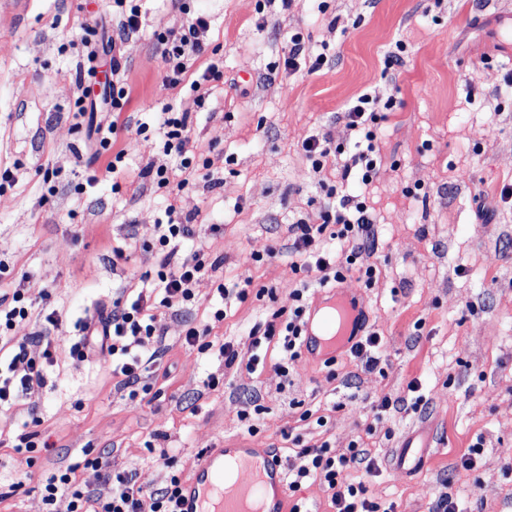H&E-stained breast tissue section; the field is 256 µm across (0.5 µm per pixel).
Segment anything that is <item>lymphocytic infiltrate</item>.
I'll return each instance as SVG.
<instances>
[{"label":"lymphocytic infiltrate","mask_w":512,"mask_h":512,"mask_svg":"<svg viewBox=\"0 0 512 512\" xmlns=\"http://www.w3.org/2000/svg\"><path fill=\"white\" fill-rule=\"evenodd\" d=\"M208 32L209 20L199 14L155 35L166 64L163 87L189 83L196 94L194 102L199 106L204 105L210 84L224 75L222 61L213 59L196 78L188 76L195 60L209 49ZM128 101L127 89L120 83H113L105 101L110 119L99 142L100 154L108 158L106 169L113 174L119 171L127 154L126 149L116 148L115 143L119 118ZM379 103L378 96L364 93L347 104L346 126L352 135L348 143L333 144L325 135L303 141L302 148L313 172H321L328 158L333 156L340 162L343 183L367 185L373 182L378 174ZM159 128L164 154L180 157L184 176L175 178L167 165L151 163L144 168V177L169 194L192 189L199 168L193 163L190 112L177 104H164L159 114ZM327 197L316 220L302 218L289 227L295 255L291 270L302 277L299 288L292 291L294 307L288 311H273L262 327L252 328L249 333L252 346H260L265 341L280 345L282 357L275 368L284 376L301 356L309 284L315 282L325 287L333 282L341 283L353 271L358 272L365 286L375 282V266L361 260L374 237V222L366 203L360 196L334 188L328 190ZM332 224L337 227L335 239L351 247L345 258H338L321 246L322 237ZM192 235L193 226L186 220L172 218L155 225L152 243L161 255L155 273L142 276L143 286L134 300L117 297L112 301L108 316L97 317L83 325L84 339L76 348L77 354L85 358L97 351H108L112 356V374L128 390L131 401L144 400L150 394V385L143 381V370L146 363L157 362L165 353L163 333L156 325V310L162 308L175 315L181 314L195 299L197 280L217 268L216 260L204 248L184 250V243ZM24 299L19 290L9 296L0 295V312L5 315L4 322L0 323V355L5 358L0 365V409L12 408L20 398L38 394L45 384L48 366L54 363L56 338L53 331L59 323L57 315L46 314L39 330L25 333L29 311ZM32 343L40 345V354L29 352L28 346ZM291 442L302 463L287 472L289 490L298 489L303 481L313 480L329 491L334 512H395L394 507H382L369 495L364 484L351 479L352 470L374 468V460L367 449L353 444L339 452L326 442L306 444L298 435L293 436ZM159 457L169 473L162 487L147 493L138 485L134 472L113 468L108 453L84 451L78 467H67L40 483L45 512H178L182 473L175 469L167 451H160ZM80 468L96 473L97 488L90 489L79 483L76 471Z\"/></svg>","instance_id":"obj_1"}]
</instances>
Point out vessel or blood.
Listing matches in <instances>:
<instances>
[{
  "instance_id": "b4317fda",
  "label": "vessel or blood",
  "mask_w": 512,
  "mask_h": 512,
  "mask_svg": "<svg viewBox=\"0 0 512 512\" xmlns=\"http://www.w3.org/2000/svg\"><path fill=\"white\" fill-rule=\"evenodd\" d=\"M362 311L353 293L330 294L310 311L305 325V352L322 361L356 334ZM428 439L424 432L407 435L394 455L396 468L422 470L427 462ZM234 458L237 471L232 484L224 482V460ZM285 471L266 448H251L247 441L232 440L224 447L209 449L184 483L179 512H288Z\"/></svg>"
}]
</instances>
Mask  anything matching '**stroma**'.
Wrapping results in <instances>:
<instances>
[{"instance_id": "1", "label": "stroma", "mask_w": 512, "mask_h": 512, "mask_svg": "<svg viewBox=\"0 0 512 512\" xmlns=\"http://www.w3.org/2000/svg\"><path fill=\"white\" fill-rule=\"evenodd\" d=\"M185 3L190 14L208 16V40L224 63L223 80L200 108L188 85L161 86L154 34L181 18L169 0H143L141 28L126 36L112 0H0V170L15 177L0 193V263L8 268L0 293L23 290L27 331L46 313L59 317L56 362L27 401L52 447L26 476L12 448L24 420L0 413V483H24L0 501V512H44L40 481L79 467L87 449H107L114 468L134 471L147 492L168 474L152 445L187 475L201 452L238 438L297 467L283 437L289 429L309 444L368 448L376 467L353 478L397 512H431L445 494L468 512H512V199L501 196L512 184V0ZM86 21L115 40L114 54L88 61ZM286 32L301 34L312 54L326 53L319 72L281 68ZM398 40L403 63L386 69ZM92 65L100 85L116 77L129 91L121 114L129 128L118 137L128 155L116 177L93 160L98 144L74 117L79 81ZM367 91L394 100L380 122L378 176L361 192L376 218L369 260L377 280L367 288L350 276L344 286L382 339L383 368L365 370L344 350L333 369L304 356L285 378L271 350L264 369L247 371L249 329L293 305L288 226L315 216L325 186L339 182L335 161L312 171L302 142L318 134L345 142V107ZM167 102L192 109L195 153L213 161L208 179L172 200L140 176L151 162L179 166L177 156L163 155L154 127ZM141 122L149 127L143 137L134 132ZM92 173L98 182L89 189ZM170 204L191 219V246L207 247L219 267L198 280L187 312L157 315L166 353L144 377L162 395L136 404L113 381L108 353L83 360L71 348L86 317L109 312L121 289L139 288L140 276L155 271L153 226L166 222ZM270 249L275 259L252 261ZM246 278L253 288H275V299L223 302L218 282ZM222 305L227 315L210 338L235 343L239 358L229 369L183 342L186 321L208 322ZM211 374L223 386L204 388ZM413 382L418 392L409 391ZM383 396L390 408L372 411L370 400ZM294 398L303 408L291 407ZM305 408L313 419L301 420ZM244 410L250 422L241 421ZM426 422L434 428L428 467L393 469L401 438ZM478 442L473 469H463ZM77 477L96 484L92 471L79 467Z\"/></svg>"}]
</instances>
